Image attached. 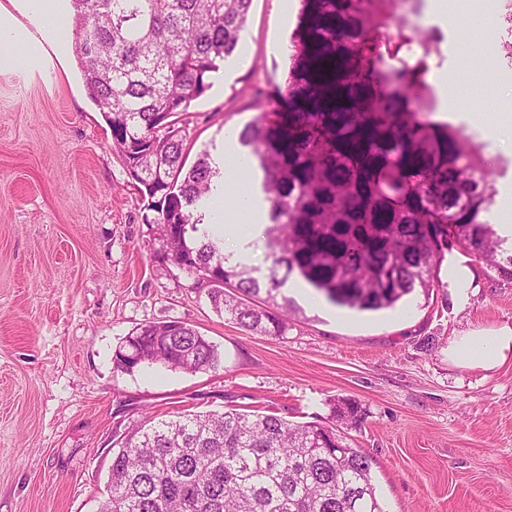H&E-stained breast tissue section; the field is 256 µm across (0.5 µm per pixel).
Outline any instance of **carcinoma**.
Wrapping results in <instances>:
<instances>
[{"mask_svg":"<svg viewBox=\"0 0 512 512\" xmlns=\"http://www.w3.org/2000/svg\"><path fill=\"white\" fill-rule=\"evenodd\" d=\"M302 2L277 88L286 110L239 134L268 202L271 265L256 277L201 230L199 206L220 170L206 148L187 164L180 120L236 50L252 0H71L87 95L154 212L155 261L194 276L225 319L275 338L300 312L283 292L294 273L359 311L417 290L429 297L451 244L512 280V249L484 219L482 146L429 118L433 51L406 21L418 0ZM114 362L197 373L220 356L192 325L169 321L126 336ZM329 406L332 425L234 408L146 416L118 439L112 498L98 512H385L371 456L336 433L338 423H360V407L340 398Z\"/></svg>","mask_w":512,"mask_h":512,"instance_id":"obj_1","label":"carcinoma"}]
</instances>
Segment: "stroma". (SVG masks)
Returning <instances> with one entry per match:
<instances>
[{
    "instance_id": "stroma-1",
    "label": "stroma",
    "mask_w": 512,
    "mask_h": 512,
    "mask_svg": "<svg viewBox=\"0 0 512 512\" xmlns=\"http://www.w3.org/2000/svg\"><path fill=\"white\" fill-rule=\"evenodd\" d=\"M436 2L421 0L419 17L442 37L427 74L434 118L484 144L486 218L512 225V149L493 137L512 113V65L492 54L500 0H453L445 16ZM300 8L253 0L236 51L181 116L195 149L218 162L244 154L242 129L278 111ZM56 40L64 52L0 71V512H96L112 443L144 415L236 408L322 422L337 397L362 411L341 434L372 457L386 512H512V360L484 371L448 359L455 336L512 324V280L454 245L445 257L470 268L466 299L443 267L431 298L307 308L287 336L250 334L185 271L155 262L147 202L85 92L73 19ZM173 320L216 345V369H117L128 334Z\"/></svg>"
}]
</instances>
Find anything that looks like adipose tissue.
Returning <instances> with one entry per match:
<instances>
[{"mask_svg":"<svg viewBox=\"0 0 512 512\" xmlns=\"http://www.w3.org/2000/svg\"><path fill=\"white\" fill-rule=\"evenodd\" d=\"M240 173V168L225 167L218 199L224 214L244 216L243 221L224 229L225 238L231 241L226 254L234 262L247 257L251 242L264 225V204L255 196L251 184L241 179ZM448 357L463 366L496 370L512 359V325L506 323L490 330H472L455 337L448 346Z\"/></svg>","mask_w":512,"mask_h":512,"instance_id":"1","label":"adipose tissue"}]
</instances>
